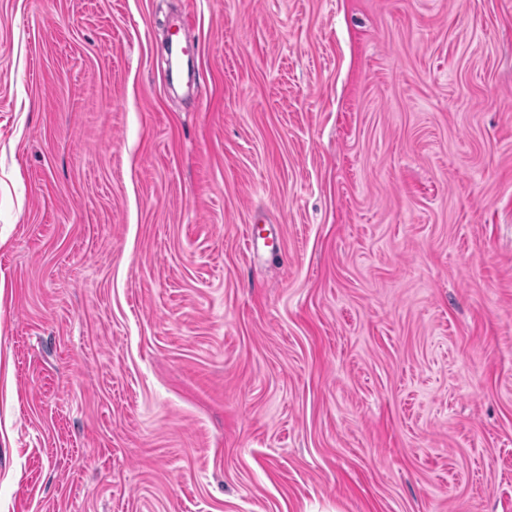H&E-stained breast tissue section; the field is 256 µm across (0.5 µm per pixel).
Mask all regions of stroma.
<instances>
[{"instance_id":"35a3bbf8","label":"stroma","mask_w":512,"mask_h":512,"mask_svg":"<svg viewBox=\"0 0 512 512\" xmlns=\"http://www.w3.org/2000/svg\"><path fill=\"white\" fill-rule=\"evenodd\" d=\"M0 512H512V0H0Z\"/></svg>"}]
</instances>
